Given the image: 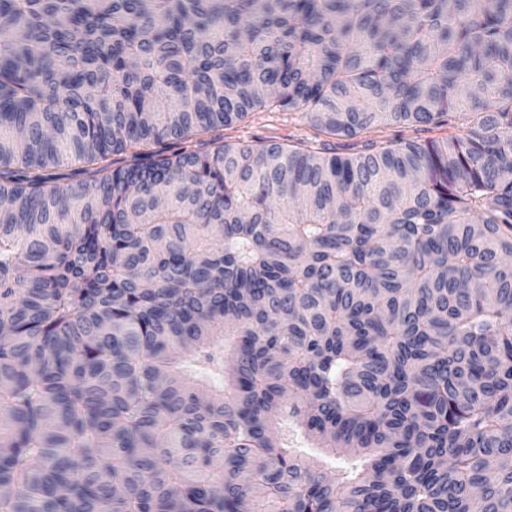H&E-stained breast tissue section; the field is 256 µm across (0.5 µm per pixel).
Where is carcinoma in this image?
<instances>
[{
    "mask_svg": "<svg viewBox=\"0 0 512 512\" xmlns=\"http://www.w3.org/2000/svg\"><path fill=\"white\" fill-rule=\"evenodd\" d=\"M0 20V512H512V0ZM305 114L300 112H279L263 110L252 112L244 120L224 127V130L212 132L195 138L194 141L209 140L216 135L224 136V142L234 143L239 140L252 144H260L270 137L288 139L290 135L297 134L305 128L307 121ZM448 133L446 129H437L433 126L424 127H398V126H383L380 127L373 137L378 141H393L398 135L403 138L414 140H428L437 139L445 136ZM43 174L51 183L59 186L74 184L87 177L85 165L75 162L46 169Z\"/></svg>",
    "mask_w": 512,
    "mask_h": 512,
    "instance_id": "obj_1",
    "label": "carcinoma"
}]
</instances>
